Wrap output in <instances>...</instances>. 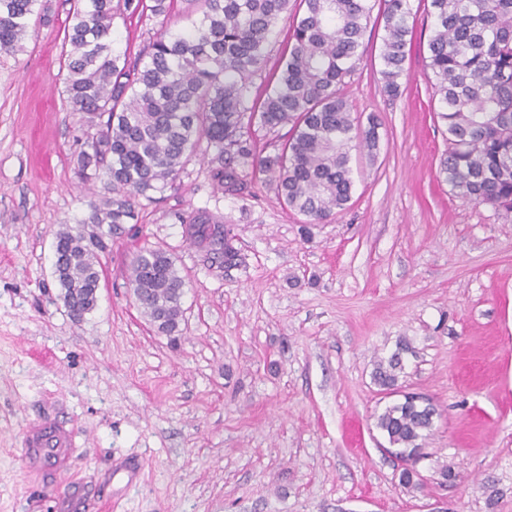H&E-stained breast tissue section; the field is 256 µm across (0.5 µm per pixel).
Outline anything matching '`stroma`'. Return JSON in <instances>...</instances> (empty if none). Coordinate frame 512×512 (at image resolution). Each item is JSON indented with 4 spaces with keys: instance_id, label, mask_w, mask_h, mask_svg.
Segmentation results:
<instances>
[{
    "instance_id": "stroma-1",
    "label": "stroma",
    "mask_w": 512,
    "mask_h": 512,
    "mask_svg": "<svg viewBox=\"0 0 512 512\" xmlns=\"http://www.w3.org/2000/svg\"><path fill=\"white\" fill-rule=\"evenodd\" d=\"M411 4L398 95L379 73L377 7L342 88L360 124L379 122L376 156L351 152L344 211L307 223L262 173L225 194L197 152L174 187L139 198L79 323L53 276L57 230L101 189L74 173L89 126L65 103L73 0H50L23 51L0 50V512H512V214L463 202L440 172L432 7ZM160 30L113 21L132 57ZM199 210L231 228L237 265L185 238ZM137 244L169 250L185 278L177 344L132 304ZM402 339L404 390L438 410L411 492L382 449L372 379ZM46 418L69 432L65 457L25 446Z\"/></svg>"
}]
</instances>
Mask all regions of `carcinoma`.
<instances>
[{"label": "carcinoma", "mask_w": 512, "mask_h": 512, "mask_svg": "<svg viewBox=\"0 0 512 512\" xmlns=\"http://www.w3.org/2000/svg\"><path fill=\"white\" fill-rule=\"evenodd\" d=\"M38 0H0V50L19 51ZM199 14L188 29L162 30L129 62L114 46L113 0H77L65 40L66 105L88 116L95 132L81 143L77 177L100 180L106 193L88 201L79 225L55 234V277L65 305L83 320L98 301L112 239L135 217L140 196L174 184L187 158L214 152L213 177L224 193L245 188L248 172L272 176L288 209L320 223L346 209L354 189L350 152L379 146L378 123L355 124L341 94L360 58L369 0H299L288 50L251 98L274 29L294 0H184ZM133 13L165 20L174 0H124ZM434 22L427 76L433 112L448 134L441 172L461 200L512 212V0H431ZM410 0H383L380 59L385 91L395 96L411 44ZM289 127L274 154L257 149V132ZM188 239L213 266L235 263L233 236L205 211L185 225ZM128 285L149 322L176 336L183 319L185 280L167 250L143 247L129 266ZM405 341L374 368V382L401 400L377 416L391 454L404 462V488L421 485L417 464L436 409L401 390Z\"/></svg>", "instance_id": "carcinoma-1"}]
</instances>
